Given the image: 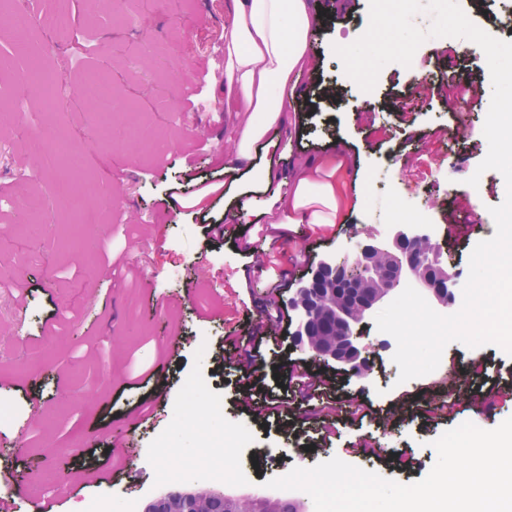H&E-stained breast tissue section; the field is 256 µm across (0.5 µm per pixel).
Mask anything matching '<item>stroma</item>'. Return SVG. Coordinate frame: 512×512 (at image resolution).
<instances>
[{
  "mask_svg": "<svg viewBox=\"0 0 512 512\" xmlns=\"http://www.w3.org/2000/svg\"><path fill=\"white\" fill-rule=\"evenodd\" d=\"M230 0H28L31 13L70 18L62 30L29 27L30 45L53 42L43 64L74 93L85 73L111 68L120 83L116 106L149 113L148 122H120L113 135L85 101L62 100L50 109L19 84L25 58L0 65V483L8 485L13 512H31L18 485L41 487L67 478L57 512H126L128 501L155 492L166 472L180 486L201 485L187 463L201 452L199 434L184 430L197 419L209 431L245 430L232 463L256 484L333 457L402 484L421 480L434 466L432 445L464 422L493 429L512 417V356L499 346L450 343L447 362L434 372L399 382L392 357L395 339L367 317L360 331L372 342L370 373L360 378L336 364L315 362L332 376L329 399L337 434L316 446L321 417L306 404L285 417H254L235 394L237 371L218 368L216 339L229 327L249 336L239 314L263 308L272 282L287 303L294 288L328 257H343L350 239L390 241L398 225L393 202L402 199L411 221L431 224L439 247L460 280H467L475 245L495 231L490 207L506 195L502 175L477 173L488 151L482 114L492 85L485 55L462 38L427 39L410 66L385 65L365 92L345 81L333 52L354 42L369 24L367 0H314L325 24L315 36L314 75L299 86L302 110L269 133L270 143L252 159H238L224 128V18ZM474 24L512 41V0H458ZM193 73L191 93L176 92L175 75ZM448 77L475 83L478 97L451 109L433 96L424 111L403 117L401 96ZM330 84L334 96L312 113L313 94ZM65 125L72 146L71 172L85 189L74 199L60 189L54 170H38L39 140ZM389 128V137L378 126ZM332 156L335 168L318 179L336 186L345 220L324 224H270L269 199L257 171L271 170L274 185L288 191V176L309 158ZM479 175L478 187L467 180ZM222 179V195L200 204L173 205L172 188L187 181ZM46 206L23 207L31 188ZM254 201L223 239L207 237L205 222L223 221L240 194ZM465 208L474 232L453 234L448 220ZM97 223L77 224V212ZM254 240V256L237 249ZM280 254L275 269L260 268L265 253ZM223 279L224 295L209 283ZM22 330L24 342L13 332ZM279 344L263 342L258 365L270 378L302 357L292 327L273 326ZM365 402L370 417L355 420L351 401ZM167 440L170 467L154 446Z\"/></svg>",
  "mask_w": 512,
  "mask_h": 512,
  "instance_id": "1",
  "label": "stroma"
}]
</instances>
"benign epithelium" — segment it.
<instances>
[{
	"label": "benign epithelium",
	"instance_id": "obj_1",
	"mask_svg": "<svg viewBox=\"0 0 512 512\" xmlns=\"http://www.w3.org/2000/svg\"><path fill=\"white\" fill-rule=\"evenodd\" d=\"M415 278L442 306L455 304L456 273L437 256L431 237L422 229L401 226L389 243L372 239L359 244L350 262H324L311 279L300 284L288 299L297 313L294 336L311 357L334 362L364 378L369 375L366 348L358 342L354 327L402 281ZM332 320L338 334L331 345L317 336L315 323ZM246 501L252 512H288V501L266 497ZM224 492L210 485L195 490L167 493L149 501L143 512H235L228 508Z\"/></svg>",
	"mask_w": 512,
	"mask_h": 512
}]
</instances>
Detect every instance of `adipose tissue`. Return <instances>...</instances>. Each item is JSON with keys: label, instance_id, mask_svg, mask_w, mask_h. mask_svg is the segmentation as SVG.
<instances>
[{"label": "adipose tissue", "instance_id": "ef3b65f1", "mask_svg": "<svg viewBox=\"0 0 512 512\" xmlns=\"http://www.w3.org/2000/svg\"><path fill=\"white\" fill-rule=\"evenodd\" d=\"M322 19L310 0H233L224 24V107L240 120L238 158H250L268 133L283 124L297 105L296 87L312 65L313 37ZM319 168L299 166L291 196L274 195L283 209L304 205L319 190L328 206L336 204L333 184H317Z\"/></svg>", "mask_w": 512, "mask_h": 512}]
</instances>
